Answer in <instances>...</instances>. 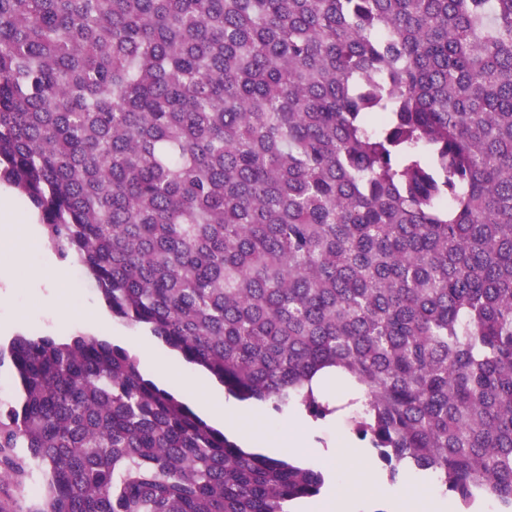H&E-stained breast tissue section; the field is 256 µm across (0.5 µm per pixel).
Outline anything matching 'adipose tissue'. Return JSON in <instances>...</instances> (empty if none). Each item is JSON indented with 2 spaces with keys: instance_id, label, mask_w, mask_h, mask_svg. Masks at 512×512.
I'll list each match as a JSON object with an SVG mask.
<instances>
[{
  "instance_id": "obj_1",
  "label": "adipose tissue",
  "mask_w": 512,
  "mask_h": 512,
  "mask_svg": "<svg viewBox=\"0 0 512 512\" xmlns=\"http://www.w3.org/2000/svg\"><path fill=\"white\" fill-rule=\"evenodd\" d=\"M36 245L31 215L10 197L0 196V252L12 259L11 266L0 267V281L10 279L14 269L24 268L32 279L47 282L55 292L65 291L70 283L69 268L34 263ZM180 383L188 398L196 401L216 423L237 434L244 444L261 438V415L226 404L223 393L207 386L193 371H185ZM361 456L359 448L346 442L337 444L332 462L339 469L349 470V485L338 494L316 500L310 512H356V500L368 501L375 496V476L369 467L359 465ZM402 479V487L390 497L392 512H447V504L433 499L430 484L417 479L413 471H403Z\"/></svg>"
}]
</instances>
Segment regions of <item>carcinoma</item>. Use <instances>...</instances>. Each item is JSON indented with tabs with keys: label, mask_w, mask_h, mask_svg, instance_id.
I'll list each match as a JSON object with an SVG mask.
<instances>
[{
	"label": "carcinoma",
	"mask_w": 512,
	"mask_h": 512,
	"mask_svg": "<svg viewBox=\"0 0 512 512\" xmlns=\"http://www.w3.org/2000/svg\"><path fill=\"white\" fill-rule=\"evenodd\" d=\"M0 181L112 316L240 401L339 410L390 477L512 512V0H0ZM30 512H290L92 334L0 345Z\"/></svg>",
	"instance_id": "cac0c4a2"
}]
</instances>
